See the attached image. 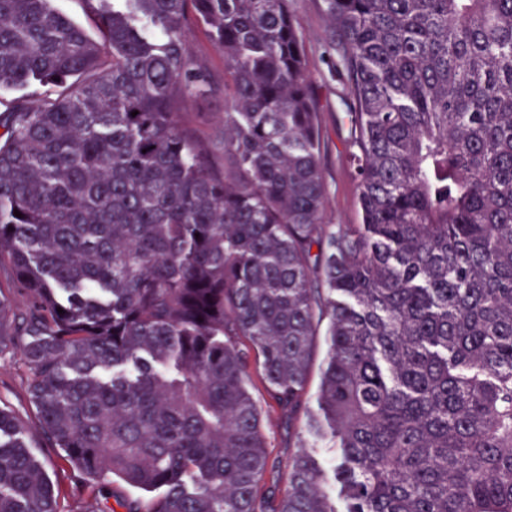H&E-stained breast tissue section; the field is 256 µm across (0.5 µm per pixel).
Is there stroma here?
Returning a JSON list of instances; mask_svg holds the SVG:
<instances>
[{
	"label": "stroma",
	"instance_id": "1",
	"mask_svg": "<svg viewBox=\"0 0 512 512\" xmlns=\"http://www.w3.org/2000/svg\"><path fill=\"white\" fill-rule=\"evenodd\" d=\"M297 25L305 37L307 71L320 103V119L323 130L321 170L327 185L326 221L330 224H356L360 214L356 200L353 170L347 160L345 143L349 137L345 118L346 91L332 77L326 55V25L320 10V0H292ZM189 38L194 57L213 79L216 89L205 99H187L182 108L180 121L212 144L223 139L224 127V57L218 51L204 29L191 26ZM328 351L325 335H318L313 358L305 406L307 419L288 425L284 419L272 417L264 431L273 458L280 473H287L295 453L296 441H304L307 452L324 468H332L338 462L334 447L317 434L313 423L320 420L318 407L319 367ZM0 403L22 417L30 429H37L36 410L30 402L25 383L17 363L10 359L0 360ZM30 453L41 463L53 484L62 488L60 507L62 512H74L79 500L93 495L92 487L84 485L77 474L70 471L61 451L44 447L39 438H31Z\"/></svg>",
	"mask_w": 512,
	"mask_h": 512
}]
</instances>
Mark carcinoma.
Masks as SVG:
<instances>
[{"label":"carcinoma","mask_w":512,"mask_h":512,"mask_svg":"<svg viewBox=\"0 0 512 512\" xmlns=\"http://www.w3.org/2000/svg\"><path fill=\"white\" fill-rule=\"evenodd\" d=\"M0 0V359L126 512H336L304 449L285 492L251 390L318 400L347 512H512V0H321L349 97L359 224L324 221L291 0ZM224 54V166L179 109ZM137 115H132V112ZM19 211L22 217L14 215ZM63 313H58V310ZM0 406V512H60ZM55 6L69 18L82 24L96 39H99V32L87 12L83 0H55ZM112 494L113 497L108 499V506L112 507L115 512H125V510L118 506L116 503V498L121 497H132V498H139L144 503H146L147 498L150 496L155 495L156 493H145L138 490H134L127 485H125L123 482L119 480H115L110 484V488L105 492V495Z\"/></svg>","instance_id":"cac0c4a2"}]
</instances>
